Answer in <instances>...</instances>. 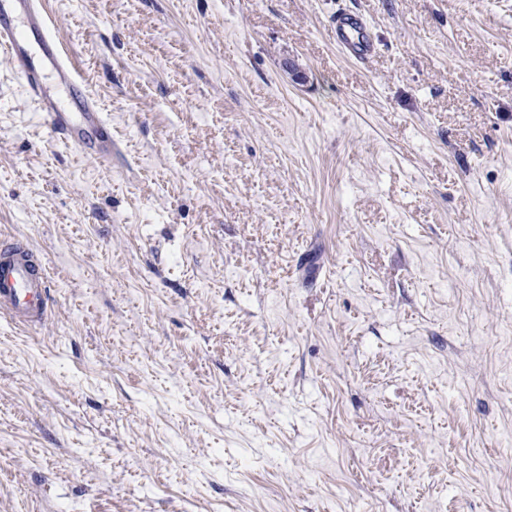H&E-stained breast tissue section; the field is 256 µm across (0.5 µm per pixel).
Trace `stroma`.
Masks as SVG:
<instances>
[{"label":"stroma","mask_w":512,"mask_h":512,"mask_svg":"<svg viewBox=\"0 0 512 512\" xmlns=\"http://www.w3.org/2000/svg\"><path fill=\"white\" fill-rule=\"evenodd\" d=\"M46 6L112 164L0 56V512L512 506V0ZM331 33L336 46L349 56L362 59L374 51V44L369 37L367 24L356 13L347 11L336 13ZM35 254L32 248L0 249V314L26 328L49 317V273L34 263Z\"/></svg>","instance_id":"stroma-1"}]
</instances>
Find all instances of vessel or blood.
Listing matches in <instances>:
<instances>
[{"instance_id": "b4317fda", "label": "vessel or blood", "mask_w": 512, "mask_h": 512, "mask_svg": "<svg viewBox=\"0 0 512 512\" xmlns=\"http://www.w3.org/2000/svg\"><path fill=\"white\" fill-rule=\"evenodd\" d=\"M333 39L358 59L374 50L367 24L355 13L338 12ZM0 53L23 80L46 129L68 146L112 163V126L84 75L55 33L44 0H0ZM51 70L52 83L43 72ZM35 251L0 249V314L21 327H37L49 317V273L35 263Z\"/></svg>"}]
</instances>
